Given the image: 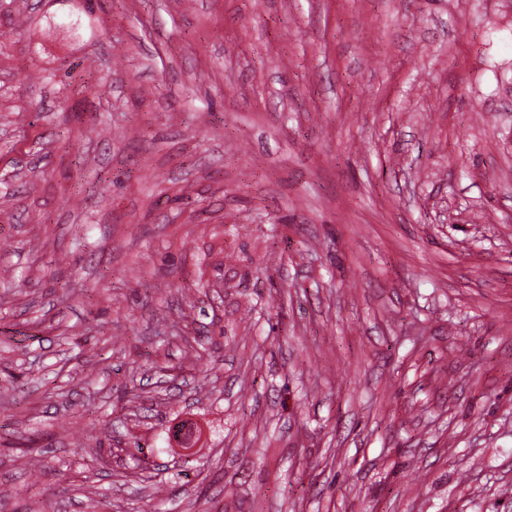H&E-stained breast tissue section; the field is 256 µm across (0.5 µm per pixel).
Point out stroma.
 Here are the masks:
<instances>
[{"label": "stroma", "instance_id": "stroma-1", "mask_svg": "<svg viewBox=\"0 0 512 512\" xmlns=\"http://www.w3.org/2000/svg\"><path fill=\"white\" fill-rule=\"evenodd\" d=\"M155 506L512 512V0H0V512Z\"/></svg>", "mask_w": 512, "mask_h": 512}]
</instances>
